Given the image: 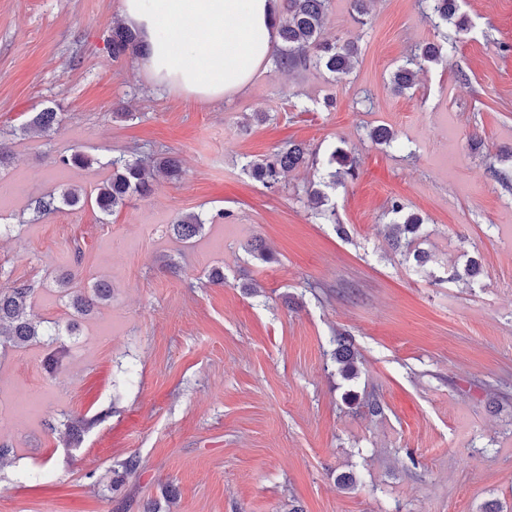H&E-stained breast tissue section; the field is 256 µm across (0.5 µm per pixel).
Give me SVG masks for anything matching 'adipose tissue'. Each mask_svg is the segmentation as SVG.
<instances>
[{"mask_svg": "<svg viewBox=\"0 0 512 512\" xmlns=\"http://www.w3.org/2000/svg\"><path fill=\"white\" fill-rule=\"evenodd\" d=\"M276 0H119L160 86L214 101L242 92L277 39Z\"/></svg>", "mask_w": 512, "mask_h": 512, "instance_id": "1", "label": "adipose tissue"}]
</instances>
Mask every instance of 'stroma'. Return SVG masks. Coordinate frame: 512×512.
<instances>
[{
    "mask_svg": "<svg viewBox=\"0 0 512 512\" xmlns=\"http://www.w3.org/2000/svg\"><path fill=\"white\" fill-rule=\"evenodd\" d=\"M118 5L0 0V285L29 284L35 314L79 323L56 374L45 346L0 353V442L15 450L0 512H512V0H462L467 33L401 94L396 68L442 40L420 0H374L362 24L331 0L326 37L359 48L346 79L267 62L215 102L112 60ZM43 110L59 127L22 135ZM376 127L396 142L375 144ZM289 141L318 159L269 191L244 166ZM336 146L359 176L335 186ZM75 147L91 165L57 166ZM119 155L173 156L183 174L109 217L35 213L68 186L94 195ZM311 186L346 236L312 214ZM395 200L423 219L425 266L389 247ZM191 211L214 222L184 242L167 226ZM255 236L270 262L245 252ZM100 279L111 300L76 316L70 294ZM339 335L356 379L333 358ZM30 388L42 405L14 427ZM97 413L73 445L46 426Z\"/></svg>",
    "mask_w": 512,
    "mask_h": 512,
    "instance_id": "stroma-1",
    "label": "stroma"
}]
</instances>
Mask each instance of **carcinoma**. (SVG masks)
Returning <instances> with one entry per match:
<instances>
[{
    "label": "carcinoma",
    "mask_w": 512,
    "mask_h": 512,
    "mask_svg": "<svg viewBox=\"0 0 512 512\" xmlns=\"http://www.w3.org/2000/svg\"><path fill=\"white\" fill-rule=\"evenodd\" d=\"M280 9L275 17L278 43L272 52L275 69L291 72L311 64L323 66L333 80H340L350 73L353 59L357 57L358 45L352 39L334 41L323 37L325 21L328 15L330 0H279ZM435 20L436 27L453 24L458 35L468 30L465 18H456L460 9L459 0H423ZM112 60H119L135 55L139 50L137 34L127 27L118 25L112 29V38L108 45ZM442 61L440 47L434 43L425 44L417 49L406 62L398 67L392 75L394 90L403 92L413 85L414 69L426 63ZM60 123L58 113L53 111L39 112L33 118L31 126L47 132ZM310 152L303 143L290 142L261 161H250L245 169L251 176L267 189H275L283 172L299 168L307 164ZM56 163L62 166L86 167L91 159L77 148L71 153L61 156ZM327 164L339 165L341 170L331 172L330 177H355L357 165L350 153L337 146L329 154ZM112 174L96 189L94 197L87 199L75 188L61 191L59 198L41 200L38 212L55 209L57 205L74 208L86 202L94 204L99 212L109 215L137 198H145L152 191L146 163L140 159L130 160L124 157L112 159ZM153 168L166 179L177 181L181 178L180 161L173 157H160L153 161ZM307 204L316 217L326 224L336 225L339 234L346 230L336 217V209L329 204L328 196L317 188L306 190ZM389 213L394 215L393 224L396 232L389 239L392 249L405 261L413 260L421 265L427 256L423 252L409 249L415 239L423 220L415 213L405 211V206L393 201ZM208 218L199 213L189 212L178 215L169 225L173 235L181 241H190L202 235ZM93 295L85 297L74 294L71 305L75 312L85 316L93 307L112 298V288L102 281L92 288ZM32 288L26 284L14 283L10 286L0 285V347L5 349L23 348L30 345H43L49 348L45 359L48 373H54L61 365L66 354L65 344L61 337L72 336L78 330L77 321L66 326L58 322L45 320L36 315L30 303ZM336 363L341 365L342 373L350 380L357 377L354 366V352L350 344L342 337H336L334 351ZM104 419V414L90 417L68 418L62 426L69 437L77 439L85 430Z\"/></svg>",
    "instance_id": "carcinoma-1"
}]
</instances>
